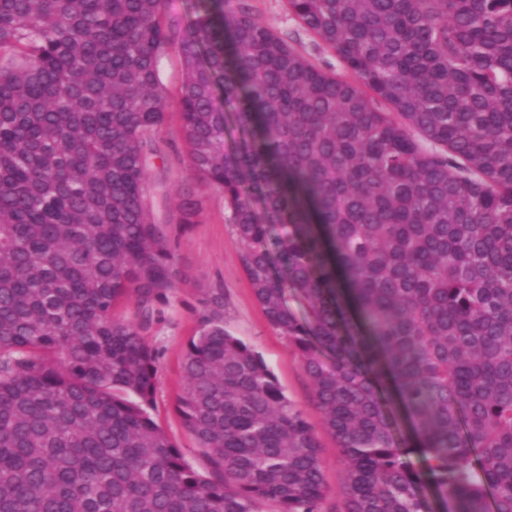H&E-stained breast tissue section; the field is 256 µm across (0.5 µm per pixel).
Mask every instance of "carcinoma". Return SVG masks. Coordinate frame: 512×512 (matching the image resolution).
Returning a JSON list of instances; mask_svg holds the SVG:
<instances>
[{"label": "carcinoma", "mask_w": 512, "mask_h": 512, "mask_svg": "<svg viewBox=\"0 0 512 512\" xmlns=\"http://www.w3.org/2000/svg\"><path fill=\"white\" fill-rule=\"evenodd\" d=\"M286 2L345 74L227 0L185 28L166 0H0V512H512V0ZM171 50L189 170L300 356L338 509L223 294L177 402L207 473L152 416L147 332L179 277L148 164ZM178 197L185 229L201 202Z\"/></svg>", "instance_id": "cac0c4a2"}]
</instances>
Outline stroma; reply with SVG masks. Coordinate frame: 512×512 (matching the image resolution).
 <instances>
[{
    "mask_svg": "<svg viewBox=\"0 0 512 512\" xmlns=\"http://www.w3.org/2000/svg\"><path fill=\"white\" fill-rule=\"evenodd\" d=\"M255 14L270 24L294 48L325 69L340 71L338 58L304 29L289 13L286 0H248ZM167 144L165 158L150 161L152 213L157 223L171 235L178 266V279L170 301L148 335L159 348L161 358L156 382V412L159 424L186 453L198 470L206 463L197 452L176 411V400L184 381L181 372L186 345L198 329V313L206 292L224 295V326L234 336L251 344L278 377L287 397L301 410L321 443V465L327 484L337 488L342 462L335 441L323 429L308 377L298 353L269 325L257 304L239 260V246L232 233L223 195L200 187L196 193L202 204L197 224L181 229L177 223L176 186L189 183L191 173L187 151L179 134V116L170 112L161 133Z\"/></svg>",
    "mask_w": 512,
    "mask_h": 512,
    "instance_id": "stroma-1",
    "label": "stroma"
}]
</instances>
